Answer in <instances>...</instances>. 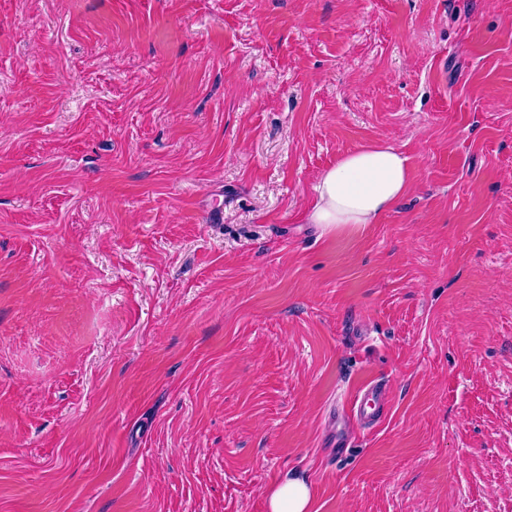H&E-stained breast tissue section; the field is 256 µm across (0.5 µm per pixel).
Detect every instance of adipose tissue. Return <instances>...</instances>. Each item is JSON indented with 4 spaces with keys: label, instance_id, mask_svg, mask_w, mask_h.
<instances>
[{
    "label": "adipose tissue",
    "instance_id": "ef3b65f1",
    "mask_svg": "<svg viewBox=\"0 0 512 512\" xmlns=\"http://www.w3.org/2000/svg\"><path fill=\"white\" fill-rule=\"evenodd\" d=\"M406 158L384 142L359 147L323 171L304 221L326 234L353 233L378 223L408 193ZM312 491L298 477L280 481L268 499V512H310Z\"/></svg>",
    "mask_w": 512,
    "mask_h": 512
}]
</instances>
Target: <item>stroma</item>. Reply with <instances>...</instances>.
<instances>
[{
  "label": "stroma",
  "instance_id": "1",
  "mask_svg": "<svg viewBox=\"0 0 512 512\" xmlns=\"http://www.w3.org/2000/svg\"><path fill=\"white\" fill-rule=\"evenodd\" d=\"M377 141L409 193L304 223ZM288 475L512 512V0H0V512H267ZM387 408L386 394L382 385L368 383L355 393L351 412L365 424L380 422Z\"/></svg>",
  "mask_w": 512,
  "mask_h": 512
}]
</instances>
